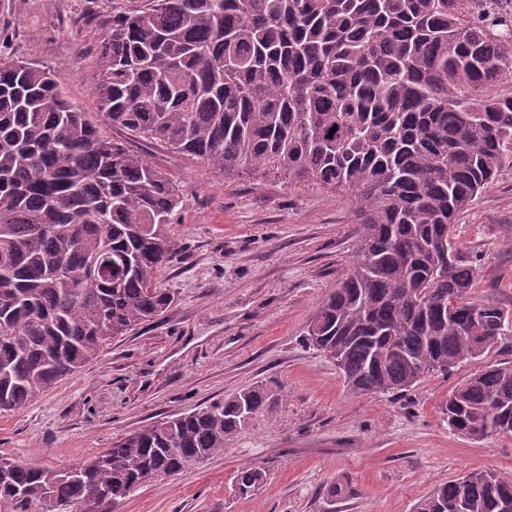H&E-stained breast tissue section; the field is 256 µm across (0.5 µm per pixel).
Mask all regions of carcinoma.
Masks as SVG:
<instances>
[{"label": "carcinoma", "instance_id": "cac0c4a2", "mask_svg": "<svg viewBox=\"0 0 512 512\" xmlns=\"http://www.w3.org/2000/svg\"><path fill=\"white\" fill-rule=\"evenodd\" d=\"M512 0H144L112 16L95 99L112 124L224 174L259 169L346 196L355 259L305 331L352 394L395 393L512 345L472 292L451 226L512 168ZM182 198L32 60L0 63V412H20L107 341L162 316ZM254 386L55 470L0 455V512H96L175 475L275 402ZM448 429L512 435V364L448 395ZM265 476L247 466L241 494ZM96 489L101 498L89 499ZM414 512H512V477L472 470Z\"/></svg>", "mask_w": 512, "mask_h": 512}]
</instances>
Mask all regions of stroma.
I'll use <instances>...</instances> for the list:
<instances>
[{
    "label": "stroma",
    "mask_w": 512,
    "mask_h": 512,
    "mask_svg": "<svg viewBox=\"0 0 512 512\" xmlns=\"http://www.w3.org/2000/svg\"><path fill=\"white\" fill-rule=\"evenodd\" d=\"M143 0H0V59L60 71L69 99L104 135L143 156L179 189L176 258L158 276L174 300L161 317L110 339L80 373L18 413L0 414V455L56 470L113 440L199 405L264 385L279 399L222 456L143 487L111 512H412L434 486L471 470L512 476V436L468 439L442 409L485 363L410 391L350 394L334 360L304 331L355 256L359 227L342 195L260 170L226 175L113 126L94 104L98 45L117 13ZM480 264L475 296L512 311V169L452 227ZM265 470L255 492L235 476Z\"/></svg>",
    "instance_id": "stroma-1"
}]
</instances>
